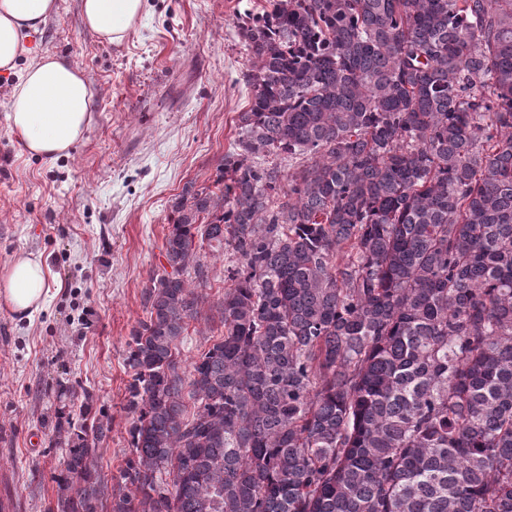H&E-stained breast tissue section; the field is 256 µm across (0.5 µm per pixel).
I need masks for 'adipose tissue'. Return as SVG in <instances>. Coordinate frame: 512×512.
Instances as JSON below:
<instances>
[{
    "instance_id": "obj_1",
    "label": "adipose tissue",
    "mask_w": 512,
    "mask_h": 512,
    "mask_svg": "<svg viewBox=\"0 0 512 512\" xmlns=\"http://www.w3.org/2000/svg\"><path fill=\"white\" fill-rule=\"evenodd\" d=\"M144 9V0H80L86 29L109 44L121 43ZM58 11L57 0H0V70L30 62L9 99L10 127L30 155L50 160L66 155L90 123L93 92L67 57L32 55L26 40ZM52 274L41 256L18 254L0 271V299L12 313L32 319L45 304Z\"/></svg>"
}]
</instances>
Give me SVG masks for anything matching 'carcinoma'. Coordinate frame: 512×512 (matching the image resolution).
Segmentation results:
<instances>
[{"mask_svg": "<svg viewBox=\"0 0 512 512\" xmlns=\"http://www.w3.org/2000/svg\"><path fill=\"white\" fill-rule=\"evenodd\" d=\"M240 34L239 151L174 204L125 466L85 393L59 512H512V0H270ZM197 237L242 267L185 375Z\"/></svg>", "mask_w": 512, "mask_h": 512, "instance_id": "1", "label": "carcinoma"}]
</instances>
